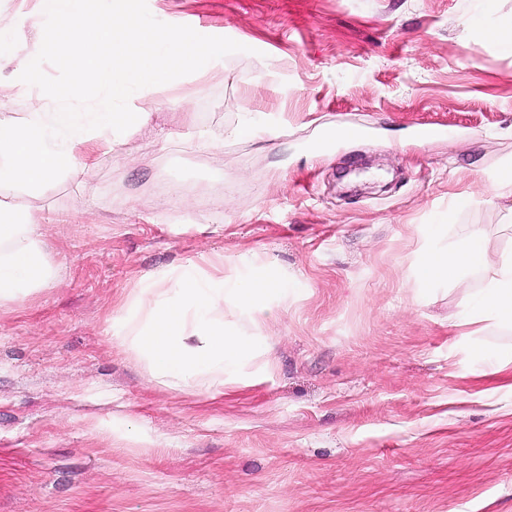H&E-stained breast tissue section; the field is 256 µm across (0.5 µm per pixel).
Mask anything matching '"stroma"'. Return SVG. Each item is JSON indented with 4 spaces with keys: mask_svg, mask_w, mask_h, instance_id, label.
I'll use <instances>...</instances> for the list:
<instances>
[{
    "mask_svg": "<svg viewBox=\"0 0 512 512\" xmlns=\"http://www.w3.org/2000/svg\"><path fill=\"white\" fill-rule=\"evenodd\" d=\"M147 4L246 50L143 92L149 122L83 146L87 170L0 186L44 217L60 270L0 306V512H512V328L461 324L491 270L416 277L474 230L512 253V52L483 37L512 0ZM0 16V110L20 121L37 0ZM255 266L294 288L263 318L225 307L260 348L223 395L152 380L113 339L150 278Z\"/></svg>",
    "mask_w": 512,
    "mask_h": 512,
    "instance_id": "obj_1",
    "label": "stroma"
}]
</instances>
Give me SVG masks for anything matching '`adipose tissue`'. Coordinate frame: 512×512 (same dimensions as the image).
Segmentation results:
<instances>
[{
	"instance_id": "obj_1",
	"label": "adipose tissue",
	"mask_w": 512,
	"mask_h": 512,
	"mask_svg": "<svg viewBox=\"0 0 512 512\" xmlns=\"http://www.w3.org/2000/svg\"><path fill=\"white\" fill-rule=\"evenodd\" d=\"M489 263L478 233H470L465 246L430 256L419 269L425 284L460 278L466 271ZM485 288L468 297V320L477 324H512V254L493 263ZM59 270L46 257L43 219L29 212L0 206V304L19 303L33 291L55 284Z\"/></svg>"
}]
</instances>
